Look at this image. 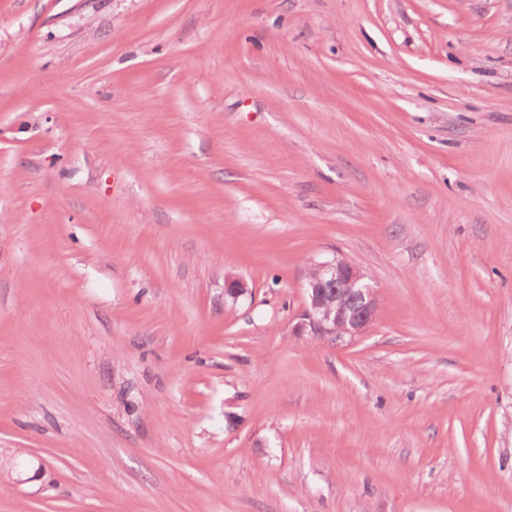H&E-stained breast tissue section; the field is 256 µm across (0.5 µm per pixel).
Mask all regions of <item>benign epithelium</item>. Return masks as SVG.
Listing matches in <instances>:
<instances>
[{
    "label": "benign epithelium",
    "mask_w": 512,
    "mask_h": 512,
    "mask_svg": "<svg viewBox=\"0 0 512 512\" xmlns=\"http://www.w3.org/2000/svg\"><path fill=\"white\" fill-rule=\"evenodd\" d=\"M308 304L295 333L336 341L363 335L378 315L377 289L371 276L352 262L334 257L311 265L306 280ZM248 290L240 277L224 278V295L236 300Z\"/></svg>",
    "instance_id": "obj_1"
}]
</instances>
